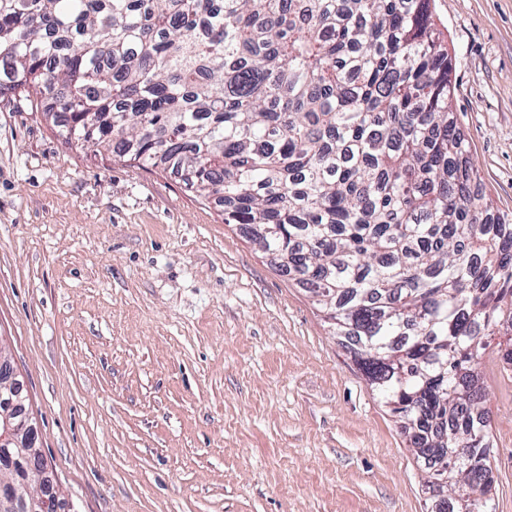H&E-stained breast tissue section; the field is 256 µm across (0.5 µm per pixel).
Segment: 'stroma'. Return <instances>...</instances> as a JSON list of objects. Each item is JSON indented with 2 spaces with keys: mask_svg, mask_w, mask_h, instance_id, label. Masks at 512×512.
Returning <instances> with one entry per match:
<instances>
[{
  "mask_svg": "<svg viewBox=\"0 0 512 512\" xmlns=\"http://www.w3.org/2000/svg\"><path fill=\"white\" fill-rule=\"evenodd\" d=\"M451 108L512 213V0H431ZM0 339L73 512H435L408 431L304 288L174 168L0 97ZM495 512L512 370L487 353Z\"/></svg>",
  "mask_w": 512,
  "mask_h": 512,
  "instance_id": "1",
  "label": "stroma"
}]
</instances>
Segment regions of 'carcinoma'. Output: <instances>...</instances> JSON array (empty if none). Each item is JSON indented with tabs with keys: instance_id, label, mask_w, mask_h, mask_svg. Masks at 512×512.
<instances>
[{
	"instance_id": "obj_1",
	"label": "carcinoma",
	"mask_w": 512,
	"mask_h": 512,
	"mask_svg": "<svg viewBox=\"0 0 512 512\" xmlns=\"http://www.w3.org/2000/svg\"><path fill=\"white\" fill-rule=\"evenodd\" d=\"M452 66L430 0H0V92L223 202L410 430L436 512H495L476 366H512V216Z\"/></svg>"
}]
</instances>
